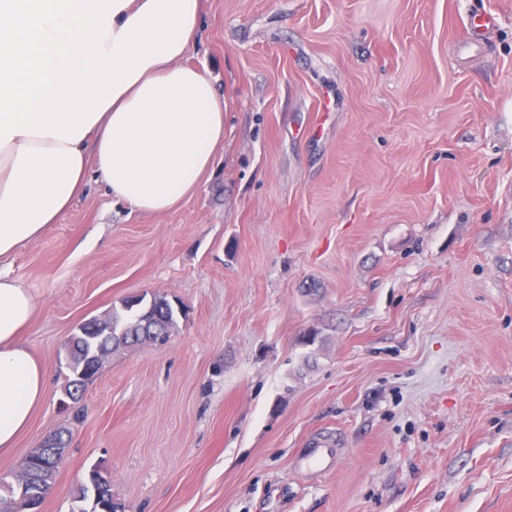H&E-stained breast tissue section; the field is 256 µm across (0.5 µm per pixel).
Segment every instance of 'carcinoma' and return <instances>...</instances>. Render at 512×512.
Listing matches in <instances>:
<instances>
[{
    "label": "carcinoma",
    "mask_w": 512,
    "mask_h": 512,
    "mask_svg": "<svg viewBox=\"0 0 512 512\" xmlns=\"http://www.w3.org/2000/svg\"><path fill=\"white\" fill-rule=\"evenodd\" d=\"M140 298L132 296L122 300L121 308L112 310V340L96 339L97 346L110 348L132 347L145 343H164L169 339L166 331L177 322V311L171 303L159 295L154 297L152 307L139 305ZM95 355L87 341L78 340L71 350L68 370L77 371L91 362ZM20 476L26 478L24 488L14 486L7 478L0 477L5 484L0 495V512H24L23 507L39 508L53 487L56 473L41 467L34 456L25 457ZM112 484L101 469L96 468L81 481L76 492V502L81 512H115L112 509L110 491Z\"/></svg>",
    "instance_id": "1"
}]
</instances>
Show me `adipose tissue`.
I'll use <instances>...</instances> for the list:
<instances>
[{
  "label": "adipose tissue",
  "instance_id": "ef3b65f1",
  "mask_svg": "<svg viewBox=\"0 0 512 512\" xmlns=\"http://www.w3.org/2000/svg\"><path fill=\"white\" fill-rule=\"evenodd\" d=\"M204 0H0V261L100 178L162 214L193 195L224 143V98L186 64ZM30 291L0 268V453L13 451L48 370L21 341Z\"/></svg>",
  "mask_w": 512,
  "mask_h": 512
}]
</instances>
